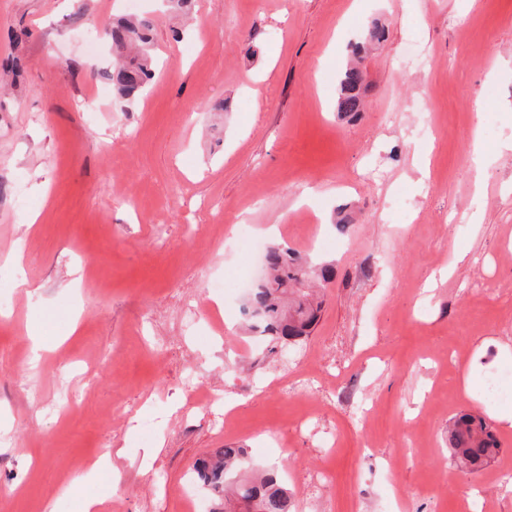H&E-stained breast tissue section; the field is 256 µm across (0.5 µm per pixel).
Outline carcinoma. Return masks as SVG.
Returning <instances> with one entry per match:
<instances>
[{
	"instance_id": "carcinoma-1",
	"label": "carcinoma",
	"mask_w": 512,
	"mask_h": 512,
	"mask_svg": "<svg viewBox=\"0 0 512 512\" xmlns=\"http://www.w3.org/2000/svg\"><path fill=\"white\" fill-rule=\"evenodd\" d=\"M152 29L153 19L148 16L124 17L108 29L113 62L103 75L124 111L153 79ZM384 38V25L373 22L352 44V55L366 53ZM364 82L359 66L352 64L343 71L336 112L346 115L363 111ZM264 266L262 283L249 290L243 311L252 335L262 337L263 347L276 354L284 346L309 336L320 318L322 302L314 299V284L306 262L294 250L279 243L268 245ZM448 441L456 465L471 472L487 464L499 451L486 420L473 414H462L451 422ZM195 469L217 501L216 512H295L292 495L276 467H254L244 448H218L196 462Z\"/></svg>"
}]
</instances>
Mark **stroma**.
I'll use <instances>...</instances> for the list:
<instances>
[{"label":"stroma","mask_w":512,"mask_h":512,"mask_svg":"<svg viewBox=\"0 0 512 512\" xmlns=\"http://www.w3.org/2000/svg\"><path fill=\"white\" fill-rule=\"evenodd\" d=\"M154 8L0 0V512H185L227 445L278 466L297 512H512V0H197L157 14L144 96L102 111L106 23ZM376 19L364 110L338 114ZM254 241L334 269L276 356L216 287L252 277ZM490 368L511 372L496 402ZM463 412L500 442L468 477ZM101 451L112 474L86 481ZM385 38V27L381 22H373L363 33L358 42L351 46L352 55L361 56L374 44L381 43Z\"/></svg>","instance_id":"stroma-1"}]
</instances>
